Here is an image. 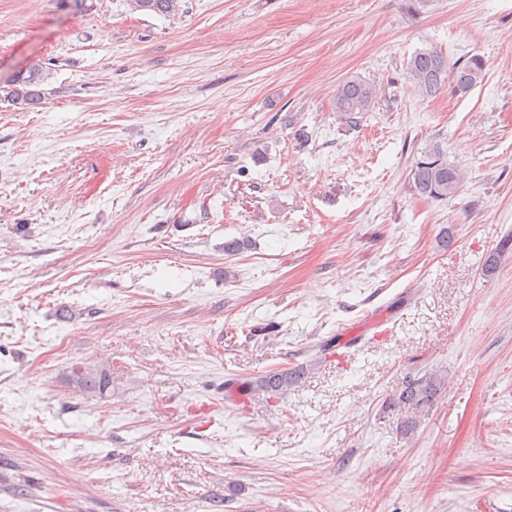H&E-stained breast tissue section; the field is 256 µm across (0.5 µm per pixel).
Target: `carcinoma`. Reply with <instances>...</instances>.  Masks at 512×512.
<instances>
[{"label": "carcinoma", "mask_w": 512, "mask_h": 512, "mask_svg": "<svg viewBox=\"0 0 512 512\" xmlns=\"http://www.w3.org/2000/svg\"><path fill=\"white\" fill-rule=\"evenodd\" d=\"M134 12H150L170 15L179 10V0H127ZM407 73L414 90L423 97L435 95L451 79L455 93L465 95L480 85L486 76V65L479 56L448 69V60L435 48L416 51L407 62ZM44 81L43 67L33 65L28 75H18L4 85H0V101H6L19 110H26L41 104L44 92L40 85ZM377 98V91L370 83L359 78H349L341 83L336 91V111L354 115L369 111ZM411 181L415 193L435 200L446 201L457 194L463 181V173L448 163L447 151L438 143L429 144L421 151L420 157L412 166ZM506 250L491 252L483 263V274L496 273L504 260ZM108 372L88 369L80 376L73 377L74 387L85 394H101L109 384ZM300 378L297 370H282L266 374L249 386L252 393L262 392L273 398L288 390ZM443 381L434 373L412 377L405 381L403 388L395 395L397 404L412 405L424 410L434 404L441 391Z\"/></svg>", "instance_id": "carcinoma-1"}]
</instances>
